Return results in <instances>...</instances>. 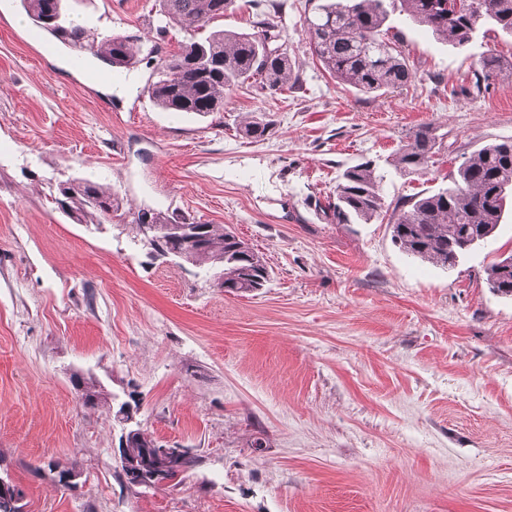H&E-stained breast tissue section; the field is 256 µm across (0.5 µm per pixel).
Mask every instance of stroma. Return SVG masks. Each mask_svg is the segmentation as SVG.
<instances>
[{"label":"stroma","mask_w":512,"mask_h":512,"mask_svg":"<svg viewBox=\"0 0 512 512\" xmlns=\"http://www.w3.org/2000/svg\"><path fill=\"white\" fill-rule=\"evenodd\" d=\"M322 2L236 0L225 29L273 22L296 86L245 84L223 111L176 115L146 89V55L184 38L158 37L159 0L62 2L88 33L132 36L120 96L112 68L43 52L16 0H0V473L22 512H512V296L486 274L512 254V207L451 269L395 245L389 216L338 224L326 208L349 167L372 163L391 208L512 139V70L480 94L472 83L488 50L512 61V35L459 49L396 8L416 78L364 94L309 48L303 21ZM253 117L268 126L257 140L239 132ZM422 126L439 162L400 175L393 155ZM74 179L111 191V222L59 208ZM142 211L232 227L268 284L227 294L206 268L156 257ZM124 402L160 446L193 449L179 484L121 478Z\"/></svg>","instance_id":"obj_1"}]
</instances>
